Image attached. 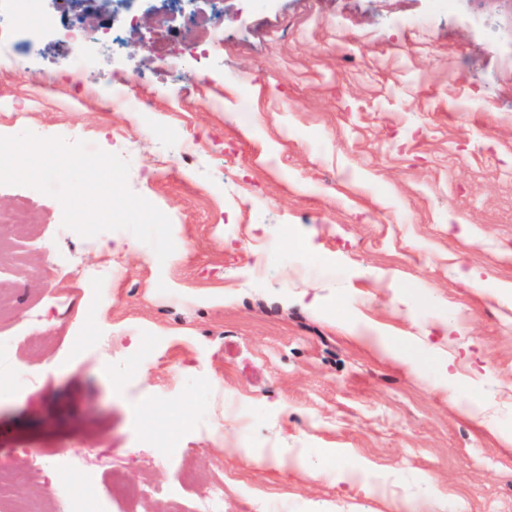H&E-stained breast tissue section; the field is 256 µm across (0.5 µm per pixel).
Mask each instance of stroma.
<instances>
[{
	"instance_id": "obj_1",
	"label": "stroma",
	"mask_w": 512,
	"mask_h": 512,
	"mask_svg": "<svg viewBox=\"0 0 512 512\" xmlns=\"http://www.w3.org/2000/svg\"><path fill=\"white\" fill-rule=\"evenodd\" d=\"M162 36H129L119 65L147 86L107 106L94 73L78 102L0 69V134L119 155L175 244L161 261L127 230L81 236L57 198L0 184L1 211L37 217L0 266V373L32 377L0 397V467L23 476L7 512H75V459L104 512L216 490L222 512H512V448L466 415L512 429V300L454 276L512 282V0H224L206 85L191 60L153 84L137 41ZM110 255L101 301L70 271ZM436 315L459 333L428 335ZM458 279L466 282L477 294H483L491 284L499 288L504 295H511L512 285L507 282H498L489 271L471 270L467 273L458 272ZM365 333H371L372 336L366 335H355L351 336L354 339H367L370 340L378 353L384 358L392 362L404 370L407 374H415L416 364L414 360L406 355L402 349L392 342L387 336H385L382 329L376 327H370L365 330Z\"/></svg>"
}]
</instances>
